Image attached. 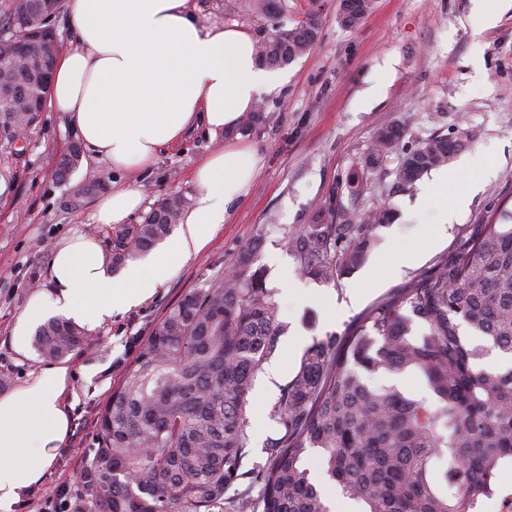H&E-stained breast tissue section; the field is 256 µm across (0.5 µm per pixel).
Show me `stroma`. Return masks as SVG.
Instances as JSON below:
<instances>
[{
    "instance_id": "stroma-1",
    "label": "stroma",
    "mask_w": 512,
    "mask_h": 512,
    "mask_svg": "<svg viewBox=\"0 0 512 512\" xmlns=\"http://www.w3.org/2000/svg\"><path fill=\"white\" fill-rule=\"evenodd\" d=\"M194 2L204 23L235 22L256 33L264 24L262 16L242 10L243 0ZM281 5V24L315 21L318 37L288 65L287 83L267 94L270 108L245 138L260 157L255 180L204 251L175 268L144 303L90 331L88 347L64 358L72 375L66 398L70 435L43 481L23 495L14 512H62L56 492L78 488L83 460L95 443L96 412L137 344L186 292L224 273L257 230L265 232L256 265L264 270L267 287L277 291L288 279L299 287L288 297L277 291L284 330L273 363L280 372L260 374L249 396L251 452L262 461L264 441L274 430L270 410L278 387L291 377L313 337L343 334L374 302L453 251L498 206L512 209V8L478 33L471 0H374L355 29L341 25L338 0H281ZM389 58L394 69L386 74L381 67ZM368 89L373 98L365 104L361 96ZM391 123L402 124L411 137L440 131L463 140L446 169L449 194H468L467 207L448 229L436 232L438 202L417 203L433 180L425 175L393 193L395 221L377 229L378 243L363 267L330 283L302 276L286 229L313 223L332 200L363 214L382 192L391 191L394 155L375 174L374 194L352 196L339 187L373 134ZM76 142L64 116L51 111L42 112L25 140L0 139V180L8 185L0 196V374H8L11 390L48 366L35 349L16 351L12 330L34 294L52 293L53 248L83 234L95 238L104 254L112 252V228L89 220L93 198L73 200L69 185L93 179L109 190L125 175L86 155L70 183L56 180L57 158ZM215 147L200 130L163 151L139 177L147 203L171 191L192 196V173ZM475 155L487 161L489 173L473 194L472 175L462 162Z\"/></svg>"
}]
</instances>
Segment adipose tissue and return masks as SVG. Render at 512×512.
Returning a JSON list of instances; mask_svg holds the SVG:
<instances>
[{
    "instance_id": "obj_1",
    "label": "adipose tissue",
    "mask_w": 512,
    "mask_h": 512,
    "mask_svg": "<svg viewBox=\"0 0 512 512\" xmlns=\"http://www.w3.org/2000/svg\"><path fill=\"white\" fill-rule=\"evenodd\" d=\"M67 7L77 42L59 51L47 102L65 113L93 157L141 171L201 126L224 143L195 169L193 204L177 235L127 261L121 279L92 237L77 235L53 249L55 291L33 295L19 317L13 343L20 352L29 347V323L56 315L96 329L142 304L207 247L260 167L254 150L226 135L287 81L259 63L248 29L200 23L194 0H68ZM143 205L140 185L129 183L99 198L90 220L125 224ZM68 388L61 365L0 396V512H12L22 491L43 480L65 443Z\"/></svg>"
}]
</instances>
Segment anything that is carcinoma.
I'll return each instance as SVG.
<instances>
[{
    "instance_id": "obj_1",
    "label": "carcinoma",
    "mask_w": 512,
    "mask_h": 512,
    "mask_svg": "<svg viewBox=\"0 0 512 512\" xmlns=\"http://www.w3.org/2000/svg\"><path fill=\"white\" fill-rule=\"evenodd\" d=\"M65 0H0V38L14 48L0 71L13 94L0 99V135L34 131L36 113L17 111L45 94L40 50L30 31L51 26ZM365 15L340 0L339 20L360 26ZM317 26H266L260 63L280 69L303 55ZM267 105L247 112L245 136ZM462 143L441 133L404 141L400 126L380 128L340 187L361 196L391 155L398 187L444 166ZM72 147L54 175L67 181L80 164ZM188 207L170 193L138 224L115 233L112 268L151 251ZM385 202L350 216L331 198L312 224L287 233L298 271L320 283L352 274L368 260L376 230L390 223ZM255 234L224 274L168 307L137 344L121 382L101 407L96 447L77 491V512H329L306 457L320 454L323 472L358 512H479L485 500L512 512V490L496 472L512 466V210H496L464 242L409 285L363 312L342 335L315 337L270 415L266 459L250 460L246 412L264 365L279 353L282 324L265 273L254 268ZM35 348L60 360L88 345L77 325L51 319L34 334ZM379 371L410 373L433 401L398 386L374 387ZM257 495H252L253 490Z\"/></svg>"
}]
</instances>
